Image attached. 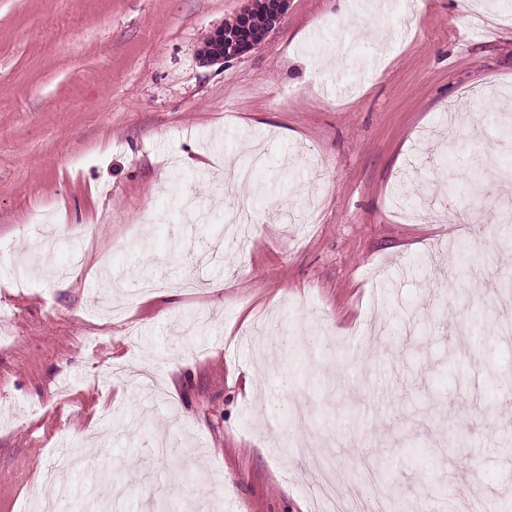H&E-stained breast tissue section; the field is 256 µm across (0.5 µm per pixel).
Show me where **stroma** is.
I'll list each match as a JSON object with an SVG mask.
<instances>
[{
  "instance_id": "35a3bbf8",
  "label": "stroma",
  "mask_w": 512,
  "mask_h": 512,
  "mask_svg": "<svg viewBox=\"0 0 512 512\" xmlns=\"http://www.w3.org/2000/svg\"><path fill=\"white\" fill-rule=\"evenodd\" d=\"M245 3L0 0V512H512V0ZM239 23L224 25L210 35L207 42L199 49L198 55L204 64L213 62H229L249 53L257 45L252 36V8L244 5L237 14ZM237 26L233 36H230ZM230 34V35H227ZM230 41V48L224 50V44Z\"/></svg>"
}]
</instances>
